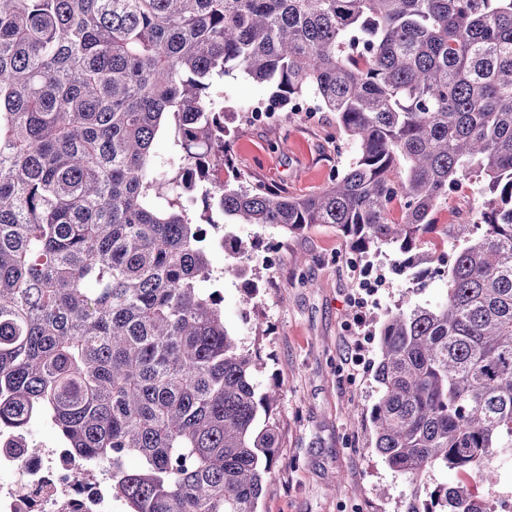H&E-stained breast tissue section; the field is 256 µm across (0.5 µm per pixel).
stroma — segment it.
<instances>
[{
  "label": "stroma",
  "instance_id": "35a3bbf8",
  "mask_svg": "<svg viewBox=\"0 0 512 512\" xmlns=\"http://www.w3.org/2000/svg\"><path fill=\"white\" fill-rule=\"evenodd\" d=\"M269 85L238 73L224 80V105L234 134L228 143L242 179L294 196L312 194L353 158L338 152L336 116L318 121L280 113L273 125L254 124L246 108L265 99ZM226 234L256 240L260 252H277L261 270L256 307L241 310V283L224 274L225 252L210 246L214 271L223 275L224 320L242 344L258 350L261 385L279 383L276 407L278 463L263 485L257 512H404L411 496L428 497L456 476L433 470L412 484L391 470L371 446L370 414L379 397L374 379L379 329L398 303H434L447 288L443 277L413 284L391 249L370 252L388 269L371 305L356 302L364 268L346 263L351 250L332 224L282 233L229 224Z\"/></svg>",
  "mask_w": 512,
  "mask_h": 512
}]
</instances>
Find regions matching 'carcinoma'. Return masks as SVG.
Listing matches in <instances>:
<instances>
[{
  "label": "carcinoma",
  "mask_w": 512,
  "mask_h": 512,
  "mask_svg": "<svg viewBox=\"0 0 512 512\" xmlns=\"http://www.w3.org/2000/svg\"><path fill=\"white\" fill-rule=\"evenodd\" d=\"M235 72L318 99L355 157L306 196L211 179ZM472 178L485 231L449 225L446 297L380 327L372 448L459 476L405 512H490L512 448V0H0V428L50 417L125 512H256L279 393L199 279L195 202L404 256ZM233 247L229 273L259 258ZM490 462L494 463L495 467L499 469L500 481L494 487L485 488L483 490L484 495L492 498L502 497L501 500L512 498V476H506L500 471L506 469L508 465L512 466L511 454L508 455L502 450H498L492 455Z\"/></svg>",
  "instance_id": "cac0c4a2"
}]
</instances>
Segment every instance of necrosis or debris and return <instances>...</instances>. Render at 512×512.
<instances>
[{
  "label": "necrosis or debris",
  "mask_w": 512,
  "mask_h": 512,
  "mask_svg": "<svg viewBox=\"0 0 512 512\" xmlns=\"http://www.w3.org/2000/svg\"><path fill=\"white\" fill-rule=\"evenodd\" d=\"M26 432H0V512H119L112 498V469L88 459L76 464L68 449L48 447L28 458L24 455ZM86 478L76 483L75 467Z\"/></svg>",
  "instance_id": "necrosis-or-debris-1"
}]
</instances>
